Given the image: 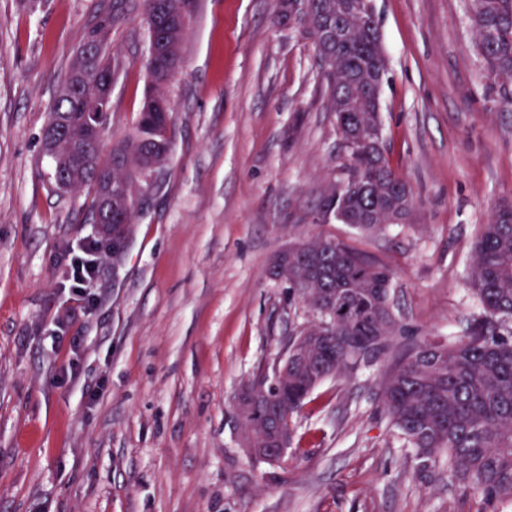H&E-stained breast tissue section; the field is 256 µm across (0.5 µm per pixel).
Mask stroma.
<instances>
[{
    "label": "stroma",
    "mask_w": 512,
    "mask_h": 512,
    "mask_svg": "<svg viewBox=\"0 0 512 512\" xmlns=\"http://www.w3.org/2000/svg\"><path fill=\"white\" fill-rule=\"evenodd\" d=\"M373 4L409 223L369 235L318 223L347 152L311 39L277 18L276 0H197L169 86V164L121 250L99 251L77 289L60 256L96 231L86 190L57 187L44 129L112 0H0V512H512L445 457L422 463L380 399L400 356L462 335L480 311L472 246L512 200V109L486 76L469 0ZM112 44L124 71L108 144L132 130L147 90L140 0H125ZM321 234L389 267L400 330L390 352L310 394L282 464L254 461L234 396L312 319L270 262Z\"/></svg>",
    "instance_id": "obj_1"
}]
</instances>
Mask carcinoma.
<instances>
[{"instance_id":"cac0c4a2","label":"carcinoma","mask_w":512,"mask_h":512,"mask_svg":"<svg viewBox=\"0 0 512 512\" xmlns=\"http://www.w3.org/2000/svg\"><path fill=\"white\" fill-rule=\"evenodd\" d=\"M147 31L155 34V68L133 131L112 143L113 213L131 224L135 197L148 188L169 160L172 113L168 72L183 63L182 46L195 0H141ZM305 33L313 40L329 89L331 111L349 152L345 190L331 189L321 214L343 210L347 224L375 233L397 211L410 219L411 187L386 157L379 112L381 87L367 90L386 75L381 35L366 18L372 0H307ZM121 0L87 29L84 42L98 35L110 40L120 20ZM468 21L478 37L487 77L500 85L501 103L512 107V0H470ZM124 70L115 52L83 55L78 49L51 109L48 123L66 137L47 144L54 172H64L63 189L86 187L89 214L99 211L101 185L83 160L91 152L85 139V112L95 107L105 125L112 122L111 100L99 99L104 73L117 80ZM481 312L464 334L446 344L424 341L401 357L381 384V401L404 445L423 463L446 456L448 469L488 498H512V202L504 200L482 225L472 250L469 273ZM288 288L317 315H336L332 331L302 342L306 357L292 362L280 382L276 402L253 401L262 427L253 429L262 446L277 417L297 413L308 395L351 363H368L392 346L397 326L390 301V269L363 252L328 236H317L288 258Z\"/></svg>"}]
</instances>
